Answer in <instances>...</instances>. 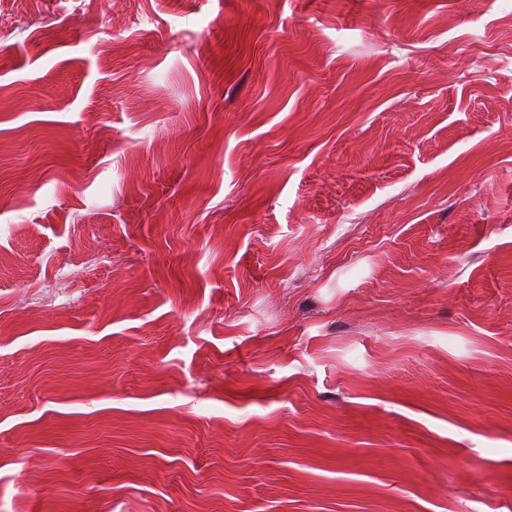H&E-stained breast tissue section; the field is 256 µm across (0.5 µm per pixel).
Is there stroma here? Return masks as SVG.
<instances>
[{"label": "stroma", "instance_id": "obj_1", "mask_svg": "<svg viewBox=\"0 0 512 512\" xmlns=\"http://www.w3.org/2000/svg\"><path fill=\"white\" fill-rule=\"evenodd\" d=\"M0 512H512V0H0Z\"/></svg>", "mask_w": 512, "mask_h": 512}]
</instances>
